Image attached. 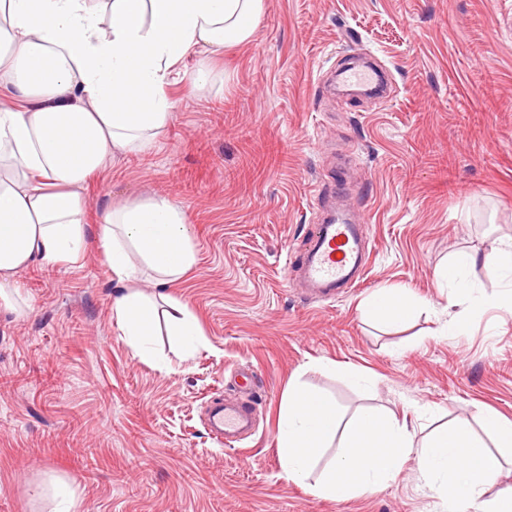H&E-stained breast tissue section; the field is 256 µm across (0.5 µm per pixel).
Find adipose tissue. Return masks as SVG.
<instances>
[{"mask_svg": "<svg viewBox=\"0 0 512 512\" xmlns=\"http://www.w3.org/2000/svg\"><path fill=\"white\" fill-rule=\"evenodd\" d=\"M264 0H0V72L18 101L0 104V304L12 308L20 272L41 262H76L96 242L124 292L112 318L135 356L154 357L158 315L180 360L198 349V321L179 300L140 291L141 276L177 282L195 261L183 209L165 196L107 207L85 222L83 188L115 152L151 147L174 108L166 86L190 52L250 40ZM512 276V241L461 255L438 277L454 285L444 333L463 334L495 297L470 288L466 269ZM422 307L407 292L381 288L365 301L378 324L403 323ZM484 437L466 423L415 445L407 425L364 409L346 417L322 393L293 385L284 396L277 447L285 477H310L325 451H338L317 480V495L345 499L384 489L416 458L425 484L446 512H512V421L484 413Z\"/></svg>", "mask_w": 512, "mask_h": 512, "instance_id": "ef3b65f1", "label": "adipose tissue"}]
</instances>
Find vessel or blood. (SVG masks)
<instances>
[{
  "instance_id": "b4317fda",
  "label": "vessel or blood",
  "mask_w": 512,
  "mask_h": 512,
  "mask_svg": "<svg viewBox=\"0 0 512 512\" xmlns=\"http://www.w3.org/2000/svg\"><path fill=\"white\" fill-rule=\"evenodd\" d=\"M343 84L378 90L382 74L375 68L348 67L339 70ZM368 232L364 222L336 214L335 218L311 228L295 259L312 291L331 299L354 287L367 268ZM205 425L214 439L232 441L253 427L249 406L229 403L223 397L212 400Z\"/></svg>"
}]
</instances>
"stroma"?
Instances as JSON below:
<instances>
[{
	"label": "stroma",
	"instance_id": "obj_1",
	"mask_svg": "<svg viewBox=\"0 0 512 512\" xmlns=\"http://www.w3.org/2000/svg\"><path fill=\"white\" fill-rule=\"evenodd\" d=\"M352 58L389 72V97L323 93ZM203 66L208 82L190 89ZM166 91L175 108L153 146L109 157L85 184L87 222L151 195L182 207L196 261L167 293L204 345L167 368L134 357L96 246L23 271L16 308L0 307V512H52L57 483L74 490L73 512H442L413 460L383 491L348 499L283 478L279 407L296 380L346 414H392L420 440L485 409L512 420V309L440 334L436 276L512 236V0H264L249 41L185 56ZM316 181L362 205L372 246L363 283L332 300L304 299L287 278L320 221ZM377 288L439 315L383 329L361 312ZM241 367L255 376L257 429L225 446L203 411L238 396Z\"/></svg>",
	"mask_w": 512,
	"mask_h": 512
}]
</instances>
